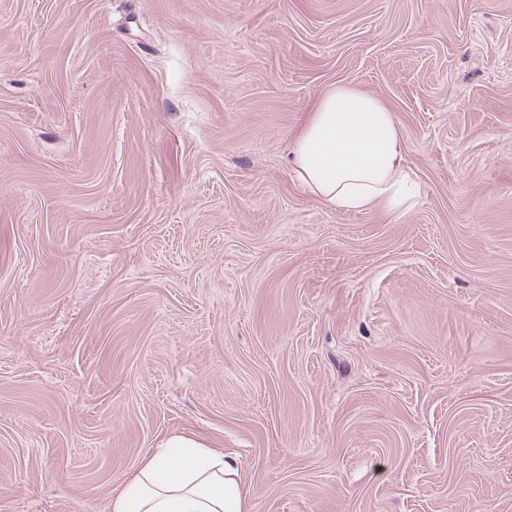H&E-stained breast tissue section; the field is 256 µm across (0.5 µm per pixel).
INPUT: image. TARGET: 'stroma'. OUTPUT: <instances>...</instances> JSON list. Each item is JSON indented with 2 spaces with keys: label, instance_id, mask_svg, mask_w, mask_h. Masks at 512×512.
<instances>
[{
  "label": "stroma",
  "instance_id": "stroma-1",
  "mask_svg": "<svg viewBox=\"0 0 512 512\" xmlns=\"http://www.w3.org/2000/svg\"><path fill=\"white\" fill-rule=\"evenodd\" d=\"M336 83L406 210L295 181ZM173 435L250 512H512V0H0V512Z\"/></svg>",
  "mask_w": 512,
  "mask_h": 512
}]
</instances>
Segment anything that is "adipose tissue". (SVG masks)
<instances>
[{
	"mask_svg": "<svg viewBox=\"0 0 512 512\" xmlns=\"http://www.w3.org/2000/svg\"><path fill=\"white\" fill-rule=\"evenodd\" d=\"M293 176L336 209L394 212L416 193L398 119L376 96L344 84L323 91L292 144ZM239 471L223 453L172 436L112 492L109 512H247Z\"/></svg>",
	"mask_w": 512,
	"mask_h": 512,
	"instance_id": "adipose-tissue-1",
	"label": "adipose tissue"
}]
</instances>
